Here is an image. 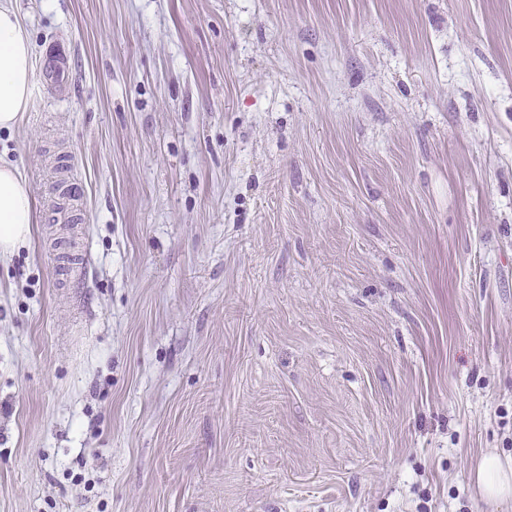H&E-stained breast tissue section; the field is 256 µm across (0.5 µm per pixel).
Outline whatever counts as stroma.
I'll return each instance as SVG.
<instances>
[{
    "label": "stroma",
    "instance_id": "obj_1",
    "mask_svg": "<svg viewBox=\"0 0 512 512\" xmlns=\"http://www.w3.org/2000/svg\"><path fill=\"white\" fill-rule=\"evenodd\" d=\"M12 4L0 512H512V0ZM33 81L32 47L19 14L0 3V129L25 112ZM44 66L50 80L62 81L68 71V54L60 47L53 48L46 52ZM35 203L19 171L0 159V259L30 240ZM481 494L491 501L512 497V460L490 455L482 459L474 472Z\"/></svg>",
    "mask_w": 512,
    "mask_h": 512
}]
</instances>
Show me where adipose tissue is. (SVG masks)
I'll return each instance as SVG.
<instances>
[{"label":"adipose tissue","instance_id":"obj_1","mask_svg":"<svg viewBox=\"0 0 512 512\" xmlns=\"http://www.w3.org/2000/svg\"><path fill=\"white\" fill-rule=\"evenodd\" d=\"M33 81L32 47L19 14L0 4V129H13L24 112ZM35 203L28 184L0 161V258L30 240ZM481 494L491 501L512 497V460L484 457L474 472Z\"/></svg>","mask_w":512,"mask_h":512}]
</instances>
